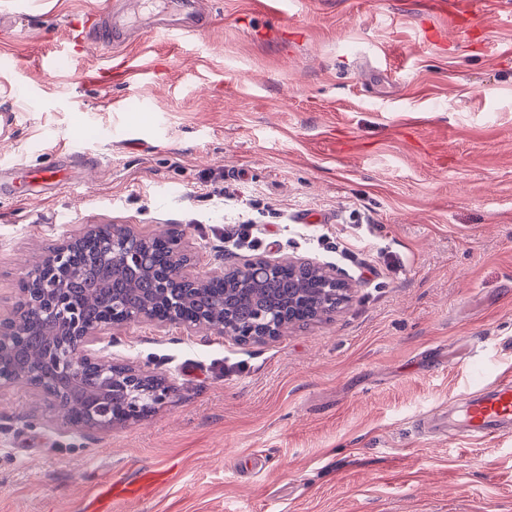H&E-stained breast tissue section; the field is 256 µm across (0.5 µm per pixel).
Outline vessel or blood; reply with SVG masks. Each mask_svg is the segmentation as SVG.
<instances>
[{
  "label": "vessel or blood",
  "instance_id": "obj_1",
  "mask_svg": "<svg viewBox=\"0 0 512 512\" xmlns=\"http://www.w3.org/2000/svg\"><path fill=\"white\" fill-rule=\"evenodd\" d=\"M201 0H112L109 7L96 11L93 23L82 33L91 47H121L128 45L139 27L146 7L165 15L160 31L172 38L191 36L198 31ZM512 424V378L504 377L486 386L479 397L463 412L461 433L464 437L491 439L506 425ZM161 473L152 468L112 483L104 491L111 506H118L131 496H145L160 479Z\"/></svg>",
  "mask_w": 512,
  "mask_h": 512
}]
</instances>
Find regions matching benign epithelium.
<instances>
[{"instance_id":"obj_1","label":"benign epithelium","mask_w":512,"mask_h":512,"mask_svg":"<svg viewBox=\"0 0 512 512\" xmlns=\"http://www.w3.org/2000/svg\"><path fill=\"white\" fill-rule=\"evenodd\" d=\"M152 239L165 243L162 263L149 266L145 248ZM97 249L104 261L120 266L133 276L155 279V294L137 308L127 306L117 292L102 309L99 321L90 324L70 288L84 274L76 254L86 246ZM288 268L309 272L311 293L288 300V314L275 316L263 306L254 310L246 324L230 317L191 309L181 289L259 288L265 275ZM351 283L334 267L299 258L247 261L240 266L197 271L193 267L184 234L170 227L143 234L126 224H90L55 244L26 269L10 314L0 316V390L28 387L41 396L51 411L62 413L64 423L88 432H105L116 424L139 423L156 406L173 395V388L156 375L112 361L102 346L104 335L139 323L174 326L190 333H214L234 341L266 342L298 327L303 321L323 320L350 299ZM166 307L162 316L156 313ZM53 321L57 338L41 360L19 367L15 355L31 335L29 320Z\"/></svg>"}]
</instances>
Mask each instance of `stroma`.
Returning a JSON list of instances; mask_svg holds the SVG:
<instances>
[{
  "mask_svg": "<svg viewBox=\"0 0 512 512\" xmlns=\"http://www.w3.org/2000/svg\"><path fill=\"white\" fill-rule=\"evenodd\" d=\"M107 0H0V313L88 224L185 233L198 268L333 264L330 320L239 344L140 323L114 360L165 376L147 420L87 435L0 392V512H512V431L457 435L512 377V25L503 0H204L197 40L141 33L103 65ZM61 171L62 186L38 180ZM252 221L263 248L228 243ZM441 417L420 433L422 417ZM163 476L158 470L144 468L137 475L126 481H114L101 494L110 500L111 509L117 510V506L129 496L143 497L153 485Z\"/></svg>",
  "mask_w": 512,
  "mask_h": 512,
  "instance_id": "stroma-1",
  "label": "stroma"
}]
</instances>
